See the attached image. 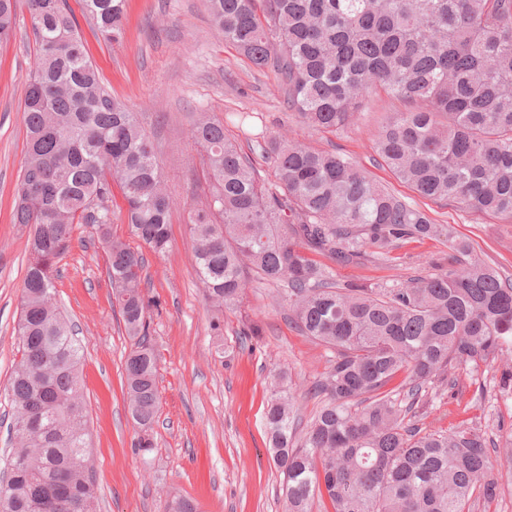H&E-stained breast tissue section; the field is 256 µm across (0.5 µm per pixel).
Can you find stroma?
I'll use <instances>...</instances> for the list:
<instances>
[{"label": "stroma", "mask_w": 512, "mask_h": 512, "mask_svg": "<svg viewBox=\"0 0 512 512\" xmlns=\"http://www.w3.org/2000/svg\"><path fill=\"white\" fill-rule=\"evenodd\" d=\"M89 53L113 96L140 112L153 141L167 188L176 202L165 255L147 253L145 292L157 299L149 318L158 356L160 410L154 447L138 454L140 434L126 403L123 365L131 350L118 315L108 255L95 225H77L58 267L56 299L75 324L84 349L86 398L96 482V512H167L176 497L193 499L199 512H286L282 475L268 451L264 408L273 375L296 388L297 433H304L323 399L311 391L332 356L288 320L278 289L251 281L238 303L216 311L203 298L194 268L189 213L203 195L202 155L189 137L193 118L209 113L224 134L242 140L239 116L259 112L271 134L318 149L350 153L377 183L450 225L474 252L512 276V221L475 215L419 197L379 166L372 135L401 102L377 93L356 126L335 133L300 127L288 112L273 73L258 71L212 26L203 0H126L124 35L108 42L84 30ZM35 44L25 5L15 33L0 44V469L12 446L7 395L19 357L14 332L29 259L28 232L14 223L15 186L25 152L22 103L35 64ZM444 240L409 241L387 262L336 267L339 283L403 281L448 263ZM221 335H214L213 324ZM512 348L479 369L460 371L455 394H442L419 424L431 431L486 428L495 444L512 435Z\"/></svg>", "instance_id": "obj_1"}]
</instances>
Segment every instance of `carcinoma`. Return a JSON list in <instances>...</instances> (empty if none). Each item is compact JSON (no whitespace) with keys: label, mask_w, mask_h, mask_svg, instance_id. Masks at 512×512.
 Wrapping results in <instances>:
<instances>
[{"label":"carcinoma","mask_w":512,"mask_h":512,"mask_svg":"<svg viewBox=\"0 0 512 512\" xmlns=\"http://www.w3.org/2000/svg\"><path fill=\"white\" fill-rule=\"evenodd\" d=\"M19 0H0V42ZM36 46L23 101L26 149L14 223L32 227L10 382L16 442L0 512H94L93 464L79 367L84 356L55 300L74 225L95 224L108 252L132 349L124 362L136 448L152 450L160 410L157 355L141 289V250L112 239V184L131 234L151 252L170 241L174 200L137 113L112 96L68 0H24ZM107 41L122 35L125 0H82ZM213 26L259 70L272 71L302 127L334 133L375 93L404 102L375 133L378 163L420 197L512 220V0H204ZM209 199L190 211L205 296L234 306L249 279L281 287L302 335L332 352L325 395L302 439L296 392L277 378L265 424L287 512H471L501 493L479 428L427 431L415 419L455 388L456 370L512 343V278L425 211L375 183L349 154L269 134L249 152L206 113ZM272 163L261 178L255 157ZM445 239L435 272L388 284L336 282L332 268L384 260L405 241ZM398 385H393L395 380Z\"/></svg>","instance_id":"cac0c4a2"}]
</instances>
